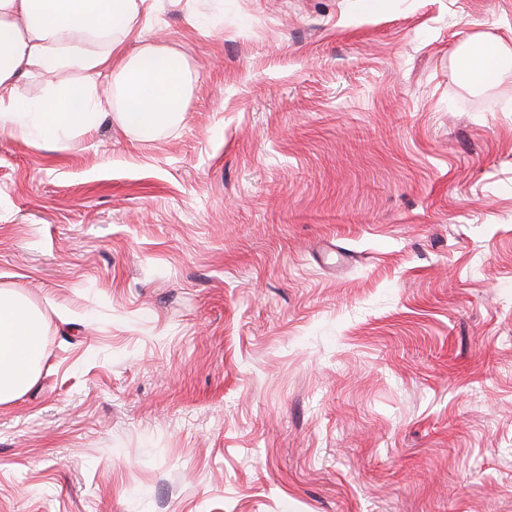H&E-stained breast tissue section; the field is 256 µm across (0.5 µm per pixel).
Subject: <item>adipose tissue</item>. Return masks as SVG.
<instances>
[{
	"mask_svg": "<svg viewBox=\"0 0 512 512\" xmlns=\"http://www.w3.org/2000/svg\"><path fill=\"white\" fill-rule=\"evenodd\" d=\"M145 0H0V135L54 139L99 118L101 86L117 122L139 137L178 124L194 83L186 61L161 41L132 48L128 36ZM458 61L470 80H495L512 50L471 36ZM22 76L48 78L36 107L20 103ZM41 316L14 290L0 289V404L35 380L42 359Z\"/></svg>",
	"mask_w": 512,
	"mask_h": 512,
	"instance_id": "adipose-tissue-1",
	"label": "adipose tissue"
}]
</instances>
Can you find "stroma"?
I'll return each mask as SVG.
<instances>
[{
    "instance_id": "obj_1",
    "label": "stroma",
    "mask_w": 512,
    "mask_h": 512,
    "mask_svg": "<svg viewBox=\"0 0 512 512\" xmlns=\"http://www.w3.org/2000/svg\"><path fill=\"white\" fill-rule=\"evenodd\" d=\"M512 0H148L179 126L0 136L44 320L0 512H512ZM462 74L470 80L494 81L500 74L505 59L512 58V50L484 39L470 36L457 49Z\"/></svg>"
}]
</instances>
